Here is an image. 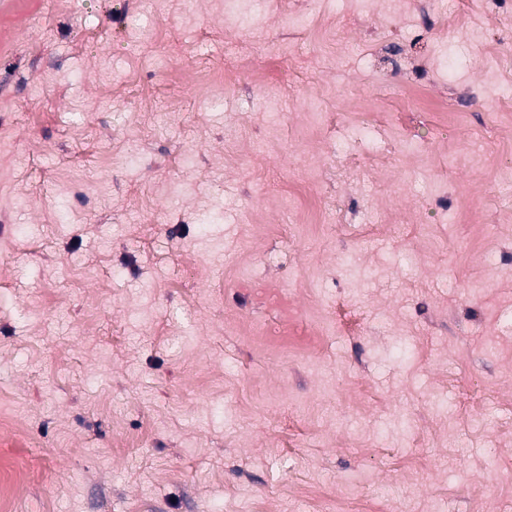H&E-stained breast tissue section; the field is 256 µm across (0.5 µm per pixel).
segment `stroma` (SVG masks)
<instances>
[{
	"mask_svg": "<svg viewBox=\"0 0 512 512\" xmlns=\"http://www.w3.org/2000/svg\"><path fill=\"white\" fill-rule=\"evenodd\" d=\"M466 8L0 0L11 512H512V41ZM34 473L33 470L24 465H16L12 467L6 476H3L1 493L5 505L25 491Z\"/></svg>",
	"mask_w": 512,
	"mask_h": 512,
	"instance_id": "stroma-1",
	"label": "stroma"
}]
</instances>
